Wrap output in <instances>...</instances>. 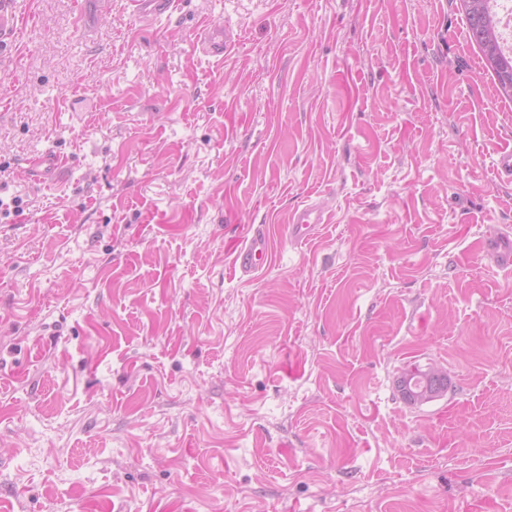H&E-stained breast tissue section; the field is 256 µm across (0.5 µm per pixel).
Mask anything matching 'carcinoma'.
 <instances>
[{
    "mask_svg": "<svg viewBox=\"0 0 512 512\" xmlns=\"http://www.w3.org/2000/svg\"><path fill=\"white\" fill-rule=\"evenodd\" d=\"M495 3L496 0H482L479 8L470 10L466 0H461L471 40L490 65L501 90L509 95L512 93V51L503 49Z\"/></svg>",
    "mask_w": 512,
    "mask_h": 512,
    "instance_id": "obj_1",
    "label": "carcinoma"
}]
</instances>
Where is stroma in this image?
Instances as JSON below:
<instances>
[{"instance_id": "obj_1", "label": "stroma", "mask_w": 512, "mask_h": 512, "mask_svg": "<svg viewBox=\"0 0 512 512\" xmlns=\"http://www.w3.org/2000/svg\"><path fill=\"white\" fill-rule=\"evenodd\" d=\"M0 54L12 512H512L501 93L459 0H22ZM239 33L223 60L200 25ZM67 164L41 180L35 157ZM335 212L288 236L296 206ZM272 259L234 274L246 227ZM436 366L440 397L400 376ZM423 373L422 369H419L418 367H414L411 370L407 371L403 376H401L398 387L400 392H402V395L406 400L409 401L407 397V386L412 381V376L416 373ZM424 375V382L427 385V387L434 392L435 394H438L439 392L446 390L448 388V377L445 374H431L428 375L427 373H423Z\"/></svg>"}]
</instances>
